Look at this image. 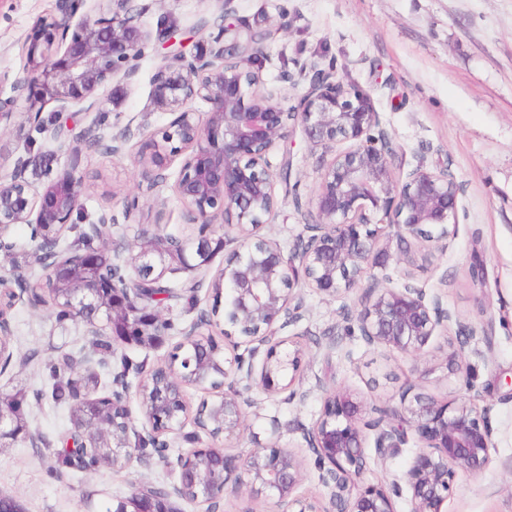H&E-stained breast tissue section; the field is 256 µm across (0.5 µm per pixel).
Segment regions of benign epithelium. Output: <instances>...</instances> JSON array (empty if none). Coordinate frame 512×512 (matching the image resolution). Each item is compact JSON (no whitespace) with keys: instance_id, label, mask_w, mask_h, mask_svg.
<instances>
[{"instance_id":"benign-epithelium-1","label":"benign epithelium","mask_w":512,"mask_h":512,"mask_svg":"<svg viewBox=\"0 0 512 512\" xmlns=\"http://www.w3.org/2000/svg\"><path fill=\"white\" fill-rule=\"evenodd\" d=\"M120 14L102 11L72 26L75 0H63L60 13L36 22L25 46L27 68L13 85V96L0 98V131L11 124L18 103L28 115H39L40 104L55 100L62 107L90 100L98 85L113 77L137 57L149 39L137 24L129 0ZM234 0H224V15L209 48L187 57L176 54L160 64L152 77L153 105L172 115L160 138L150 137L135 153L141 177L150 187L168 180L167 171L182 157L173 192L186 208L189 224L199 226L196 239L208 236L213 224L235 229L237 243L220 277L235 287V297L224 302V320L239 329L245 353L226 354L203 323L182 332V344H206L222 353L220 386L213 381L212 364L185 360L177 369L165 361L166 380L151 397H141L148 425L146 434L156 447L161 437L183 427L191 405L185 397L186 377L202 381L203 397L195 408L193 425L209 443L192 448L177 459V480L163 495H151L143 484L122 500V512H181L176 501L196 504L202 512H218L226 493L264 498L275 512H397L396 500L406 499L410 512H444L456 479L476 476L490 464L492 426L490 408L480 395L442 402L415 391L406 383L394 404H370L346 387L327 391L320 416L302 429V438L314 456L320 484L329 507L297 493L303 479L301 462L277 443L256 448L248 455L229 453L224 441L239 436L244 426L243 391L258 380L270 396L299 392L302 351L289 349L292 339L277 333L302 318V304L294 293L299 282L315 292L338 298L360 291L357 304L343 310L348 334L368 346L383 345L415 358L433 336L448 335L455 327L456 344L445 357L447 369L467 391L474 389L463 349L480 335L491 344L492 322L481 328L460 321L444 304L442 293L406 282L391 288L372 269H386L393 257H409L412 247L448 249L457 234V201L462 185L446 166L418 165L405 178L395 171L396 149L366 93L336 78L332 68H313L305 92L294 106L281 102L279 89L269 88L259 69L244 67V57L261 58L267 35L246 39L229 21ZM208 105L197 112L191 103ZM301 129L313 145L345 143L347 147L324 160L318 190L309 202L305 235L290 255L259 234L276 210L275 176L269 155L278 144ZM128 130L92 135L91 147L102 154L123 153ZM82 151L70 150L68 164L37 185L25 178L26 169L45 161L37 153L21 159L8 176L0 175V240L11 226L30 224L37 239L59 235L72 223L86 193L79 172ZM101 246L61 257L55 251L38 254L43 269L41 288H63L70 300V317L83 323L93 336L100 326L87 317L93 306L126 308L135 320L143 303V289L122 288L118 280L131 269L135 281L155 285V272L167 269V247L160 231L143 230L133 245L112 247L110 233L100 224L88 227ZM0 337L6 338V315L14 304L8 281H0ZM153 332L137 336L138 346L151 350L170 329L158 308H151ZM264 351L260 371L254 358ZM244 383H226L230 376ZM130 413L123 424L102 433L110 459L120 462L132 447ZM418 451L402 481L367 484L362 474L366 450L374 449L384 462L409 444Z\"/></svg>"}]
</instances>
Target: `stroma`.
<instances>
[{
	"mask_svg": "<svg viewBox=\"0 0 512 512\" xmlns=\"http://www.w3.org/2000/svg\"><path fill=\"white\" fill-rule=\"evenodd\" d=\"M57 5L58 0H0V96H11L13 81L27 67L25 41L36 21L55 13ZM133 6L152 35L135 60L133 75L121 71L99 86L96 106L87 112L44 102L41 131L24 108H17L0 134L1 175H10L27 152L50 154L46 167L27 174L37 182L62 168L70 147L83 146L86 220L106 219L116 242L157 226L197 231L170 186L148 189L134 154L141 141L159 135L171 119L150 104L152 76L169 53L168 36L182 40L186 54L196 53L216 35L215 22L224 13V0H134ZM234 6L241 28L269 32L263 77L267 85L280 87L286 105L296 104L303 92L304 65L334 68L338 79L370 96L397 151L398 172L420 164L448 165L462 183L458 232L447 250L417 251L409 263L390 261L386 273L394 287L409 279L426 291H441L463 322H492V343L477 337L464 349L475 388L490 408L492 462L479 477L457 479L446 510L512 512V0H235ZM204 19L209 22L205 28L200 25ZM284 71L295 75V83H279ZM56 122L68 128L59 140L50 131ZM124 128L130 131L124 154L108 156L85 145L87 131ZM322 153L297 131L270 156L278 209L261 233L279 243L283 253H291L303 231L302 206L318 189ZM6 241L0 276L15 267L37 270V243L28 225H13ZM233 249L226 244L197 270L204 286L196 307L182 300L165 309L168 339L134 355L144 371L168 357L200 312L211 311L209 284ZM476 268L484 284L474 283ZM295 293L303 318L284 333L300 338V386L307 397L287 403L252 387L244 408L247 428L228 441L231 452L245 455L273 441L301 450V427L318 418L324 392L333 387H348L377 405L392 401L408 382L442 400L462 396L442 363L444 337H433L417 358L369 347L344 331L341 310L354 306L355 297L332 298L302 285ZM8 320L13 358L0 372V393L26 387L29 429L44 442L0 447V495L13 497L22 512H105L139 484L174 482L178 455L197 445L190 425L168 436L162 454L135 451L119 466L87 471L59 468L54 450L68 427L67 413L39 392L47 387L50 361L92 350L94 338L82 323L58 320L52 307H35L24 298L16 301Z\"/></svg>",
	"mask_w": 512,
	"mask_h": 512,
	"instance_id": "stroma-1",
	"label": "stroma"
}]
</instances>
